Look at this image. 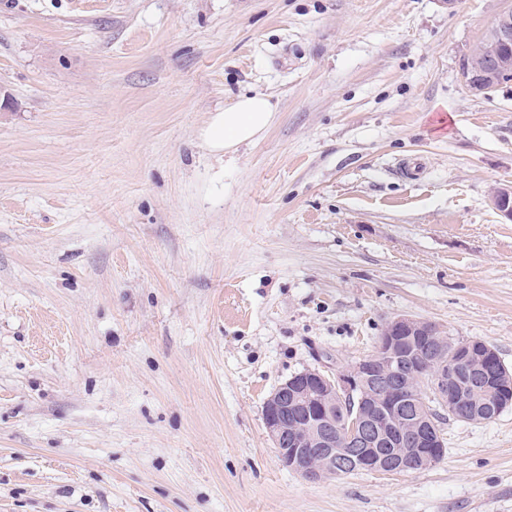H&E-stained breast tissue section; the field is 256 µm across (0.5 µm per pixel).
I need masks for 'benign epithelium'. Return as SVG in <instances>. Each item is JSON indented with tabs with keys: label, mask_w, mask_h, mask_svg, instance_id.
<instances>
[{
	"label": "benign epithelium",
	"mask_w": 512,
	"mask_h": 512,
	"mask_svg": "<svg viewBox=\"0 0 512 512\" xmlns=\"http://www.w3.org/2000/svg\"><path fill=\"white\" fill-rule=\"evenodd\" d=\"M512 71V9H504L469 56L463 79L470 90L494 88L500 71ZM491 203L512 220V185L491 191ZM445 331L436 323L409 316L391 319L373 354L334 376L306 369L271 392L263 405L266 433L283 462L310 481L336 476V463L384 474L418 472L435 449L445 457L440 427L411 411L414 385L429 387L430 398L447 405L448 385L460 380L491 397L490 413L501 408L493 398L495 375L478 366L499 362L497 353L478 340L457 342L444 351ZM385 444L390 451H381Z\"/></svg>",
	"instance_id": "benign-epithelium-1"
}]
</instances>
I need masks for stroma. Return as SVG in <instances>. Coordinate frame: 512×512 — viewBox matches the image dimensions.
Masks as SVG:
<instances>
[{"label":"stroma","mask_w":512,"mask_h":512,"mask_svg":"<svg viewBox=\"0 0 512 512\" xmlns=\"http://www.w3.org/2000/svg\"><path fill=\"white\" fill-rule=\"evenodd\" d=\"M510 3L0 0V512H512V406L319 482L262 415L396 316L512 369V81L461 71ZM276 112V104L268 95H239L233 104L210 115L201 140L210 153L224 158L240 145L260 139L272 126Z\"/></svg>","instance_id":"obj_1"}]
</instances>
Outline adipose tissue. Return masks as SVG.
Here are the masks:
<instances>
[{
  "label": "adipose tissue",
  "mask_w": 512,
  "mask_h": 512,
  "mask_svg": "<svg viewBox=\"0 0 512 512\" xmlns=\"http://www.w3.org/2000/svg\"><path fill=\"white\" fill-rule=\"evenodd\" d=\"M276 105L265 94H243L228 107L213 112L201 131L210 153L224 156L240 145L260 139L272 126Z\"/></svg>",
  "instance_id": "1"
}]
</instances>
